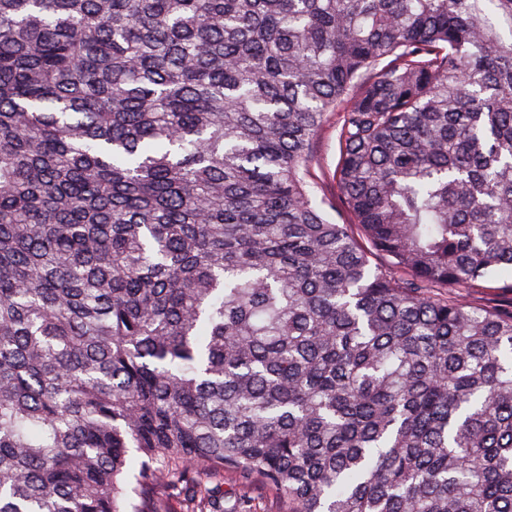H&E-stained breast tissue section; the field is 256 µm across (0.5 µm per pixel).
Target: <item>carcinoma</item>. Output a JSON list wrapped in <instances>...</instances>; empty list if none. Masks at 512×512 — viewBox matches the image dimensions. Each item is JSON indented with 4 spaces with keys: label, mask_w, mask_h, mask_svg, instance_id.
I'll return each instance as SVG.
<instances>
[{
    "label": "carcinoma",
    "mask_w": 512,
    "mask_h": 512,
    "mask_svg": "<svg viewBox=\"0 0 512 512\" xmlns=\"http://www.w3.org/2000/svg\"><path fill=\"white\" fill-rule=\"evenodd\" d=\"M506 273L512 0H0V512H512ZM336 119V115L330 118L318 140L312 162V170L316 175H321L322 171H330L331 174L335 171L338 155ZM504 281L510 283L512 280L511 278H504L499 281L480 283V286L471 288L469 299L487 307H498L500 304L510 303L512 293L506 289L499 288L503 286Z\"/></svg>",
    "instance_id": "cac0c4a2"
}]
</instances>
